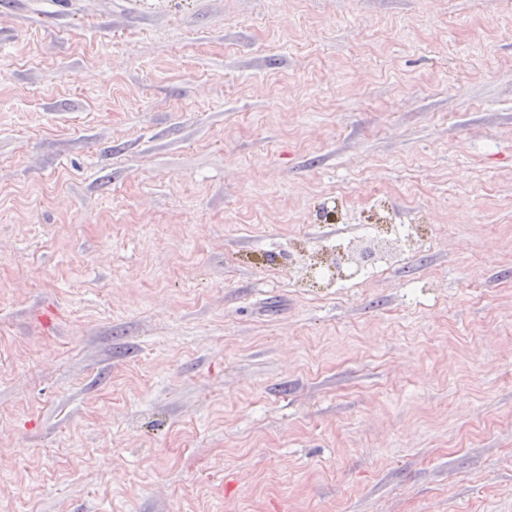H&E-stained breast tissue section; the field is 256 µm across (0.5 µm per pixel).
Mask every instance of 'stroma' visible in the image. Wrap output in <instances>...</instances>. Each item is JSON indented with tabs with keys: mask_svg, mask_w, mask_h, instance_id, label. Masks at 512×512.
Instances as JSON below:
<instances>
[{
	"mask_svg": "<svg viewBox=\"0 0 512 512\" xmlns=\"http://www.w3.org/2000/svg\"><path fill=\"white\" fill-rule=\"evenodd\" d=\"M0 512H512V0H0Z\"/></svg>",
	"mask_w": 512,
	"mask_h": 512,
	"instance_id": "stroma-1",
	"label": "stroma"
}]
</instances>
